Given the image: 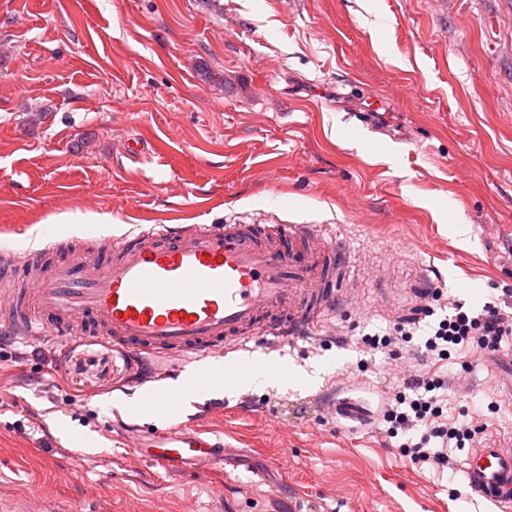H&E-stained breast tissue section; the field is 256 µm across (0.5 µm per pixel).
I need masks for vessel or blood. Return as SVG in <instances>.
<instances>
[{
    "label": "vessel or blood",
    "mask_w": 512,
    "mask_h": 512,
    "mask_svg": "<svg viewBox=\"0 0 512 512\" xmlns=\"http://www.w3.org/2000/svg\"><path fill=\"white\" fill-rule=\"evenodd\" d=\"M157 224L112 240L95 257L53 262L46 251L0 261V329L60 343L88 333L147 357L150 385L142 408L175 413L194 395V380L237 366L220 358L264 339L281 345L315 330L346 287V263L330 227L275 224ZM190 370L171 384L165 359ZM149 460L190 459L207 471L229 448L223 438L179 424L143 430ZM470 493L512 512V448L485 442L462 462Z\"/></svg>",
    "instance_id": "1"
}]
</instances>
